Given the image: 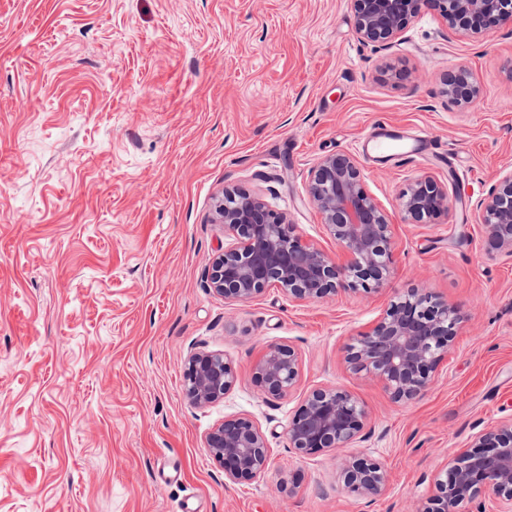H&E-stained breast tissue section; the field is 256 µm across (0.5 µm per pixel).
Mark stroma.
<instances>
[{"label":"stroma","mask_w":512,"mask_h":512,"mask_svg":"<svg viewBox=\"0 0 512 512\" xmlns=\"http://www.w3.org/2000/svg\"><path fill=\"white\" fill-rule=\"evenodd\" d=\"M465 65L481 96L449 104ZM379 120L434 136L455 159L364 162L392 226V273L371 293L318 302L267 289L227 302L207 288L223 248L225 187L263 189L331 255L309 201L321 157L359 155ZM512 170V26L461 38L426 12L391 48L360 42L348 0H0V512H419L434 474L479 431L512 419V257L475 220ZM434 176L449 208L399 209ZM459 309L453 347L409 402L345 361L354 336L408 289ZM298 353L289 396L255 366ZM223 353L235 383L203 409L183 396L187 356ZM365 408L345 448L297 457L287 425L309 391ZM247 415L269 468L232 483L207 432ZM369 458L385 490L336 474ZM448 204V189L430 175L416 178L399 197L401 212L420 223L439 217ZM384 467L373 460L355 459L345 463L338 473V481L349 492L361 497L378 495L387 484Z\"/></svg>","instance_id":"obj_1"}]
</instances>
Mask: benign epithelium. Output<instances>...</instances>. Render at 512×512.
Returning a JSON list of instances; mask_svg holds the SVG:
<instances>
[{"label":"benign epithelium","instance_id":"7a95c632","mask_svg":"<svg viewBox=\"0 0 512 512\" xmlns=\"http://www.w3.org/2000/svg\"><path fill=\"white\" fill-rule=\"evenodd\" d=\"M355 32L363 43L384 50L423 12L432 10L449 31L475 37L490 26L512 23V0H349ZM466 66L458 65L445 83L448 103L468 107L480 97ZM310 199L330 237L347 256L339 264L322 248L296 233L284 212L272 208L259 191L224 189L215 207L216 221L229 238L208 270L209 287L230 301H248L276 287L301 301L321 300L346 288L376 291L391 275L392 231L385 212L365 188L361 164L351 154L326 155L309 170ZM448 189L430 175L412 181L399 197L405 216L431 221L448 209ZM498 250L512 256V170L491 186L476 212ZM459 310L423 288H412L369 329L346 347V362L381 382L397 401L423 394L443 355L453 345ZM263 390L286 397L297 386L298 355L286 345L267 348L256 364ZM235 381L224 354L200 350L189 355L183 393L195 408L224 399ZM366 412L348 391L312 390L288 422L290 448L301 458L345 448L359 438ZM205 447L233 483L250 482L266 472L270 449L259 425L249 416L224 418L205 436ZM388 475L373 460L345 463L338 481L350 493L375 496ZM492 493L499 510L512 512V420L478 433L433 479L419 512H458L465 504L485 512Z\"/></svg>","mask_w":512,"mask_h":512}]
</instances>
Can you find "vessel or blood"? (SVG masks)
Wrapping results in <instances>:
<instances>
[{
  "mask_svg": "<svg viewBox=\"0 0 512 512\" xmlns=\"http://www.w3.org/2000/svg\"><path fill=\"white\" fill-rule=\"evenodd\" d=\"M401 135L385 121L376 122L374 127L360 142L363 153L393 166H401L411 161L425 160L444 154L445 149L434 138L411 140L409 145H401Z\"/></svg>",
  "mask_w": 512,
  "mask_h": 512,
  "instance_id": "vessel-or-blood-1",
  "label": "vessel or blood"
}]
</instances>
